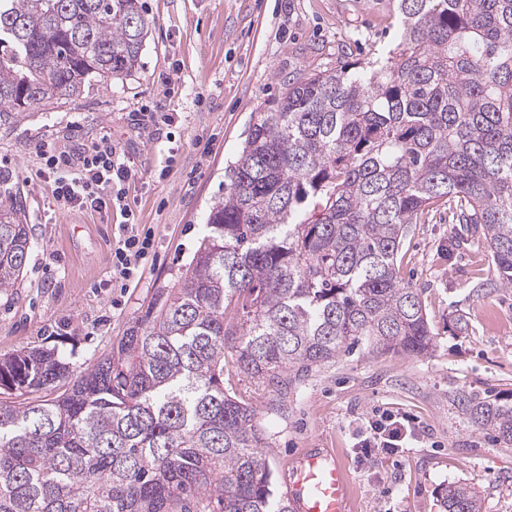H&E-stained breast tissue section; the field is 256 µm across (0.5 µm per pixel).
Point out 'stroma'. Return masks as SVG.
<instances>
[{
    "instance_id": "35a3bbf8",
    "label": "stroma",
    "mask_w": 512,
    "mask_h": 512,
    "mask_svg": "<svg viewBox=\"0 0 512 512\" xmlns=\"http://www.w3.org/2000/svg\"><path fill=\"white\" fill-rule=\"evenodd\" d=\"M141 3L148 29L131 73L0 126V202H18L31 242L22 280L0 289V357L48 347L80 372L110 351L158 292L179 286L257 113L290 82L347 55L375 58L395 38V0ZM144 123L160 129L144 134ZM105 141L135 162L122 191L154 240L140 282L119 299L112 247L122 215L64 206L39 156L76 161ZM451 211L447 201L431 204L401 250L402 275L420 289L437 335L427 353L356 349L281 394L225 369V388L258 413L277 497L287 463L327 448L349 470L353 512H443L441 494L454 483L478 493L481 512H512V446L453 401L461 391L512 398V288L491 287L486 249L451 248ZM458 314L469 322L460 335L448 328ZM385 410L413 418L420 435L404 452L359 466L355 439Z\"/></svg>"
}]
</instances>
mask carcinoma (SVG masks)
<instances>
[{
    "label": "carcinoma",
    "mask_w": 512,
    "mask_h": 512,
    "mask_svg": "<svg viewBox=\"0 0 512 512\" xmlns=\"http://www.w3.org/2000/svg\"><path fill=\"white\" fill-rule=\"evenodd\" d=\"M397 24L377 59L259 113L180 287L109 353L76 378L53 350L0 358V512H288L224 366L282 392L355 345L428 352L397 257L440 198L512 288V0H397ZM146 34L139 0H0V126L128 74ZM28 253L20 208L0 205V288ZM453 401L512 445V401ZM442 507L480 512L465 484Z\"/></svg>",
    "instance_id": "cac0c4a2"
}]
</instances>
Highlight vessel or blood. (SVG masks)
I'll list each match as a JSON object with an SVG mask.
<instances>
[{
	"label": "vessel or blood",
	"instance_id": "vessel-or-blood-1",
	"mask_svg": "<svg viewBox=\"0 0 512 512\" xmlns=\"http://www.w3.org/2000/svg\"><path fill=\"white\" fill-rule=\"evenodd\" d=\"M287 496L293 512H349L345 464L328 449H308L288 473Z\"/></svg>",
	"mask_w": 512,
	"mask_h": 512
}]
</instances>
